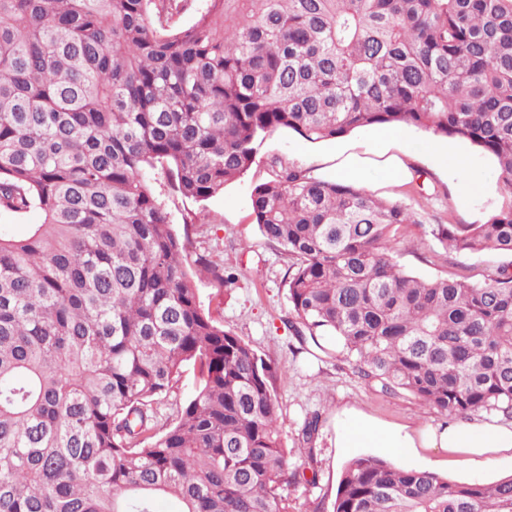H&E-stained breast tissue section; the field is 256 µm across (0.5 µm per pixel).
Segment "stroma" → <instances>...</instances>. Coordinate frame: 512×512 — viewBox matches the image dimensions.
<instances>
[{
	"label": "stroma",
	"mask_w": 512,
	"mask_h": 512,
	"mask_svg": "<svg viewBox=\"0 0 512 512\" xmlns=\"http://www.w3.org/2000/svg\"><path fill=\"white\" fill-rule=\"evenodd\" d=\"M387 131V126L374 125L333 140L311 142L294 131L279 130L268 137L256 164L244 176L206 202L204 223L184 225L182 204L168 205L176 233L189 235L187 266H194L197 256L205 255L236 269L237 281L231 286L219 285L209 277L198 279L199 299L225 330L274 362L284 446L301 447L305 421L315 414L321 417L314 467L287 486L294 512H312L320 502L332 505L344 463L360 454L359 449L335 445L336 415L342 408L413 433L438 426L445 418L424 411L407 393L385 392L365 384L348 362L302 343L291 324L288 302L291 261L262 237L252 215L251 191L269 179L272 161L299 166L315 178L332 180L340 154L367 158L358 185L401 204L422 219L421 224L408 227L404 245L392 255L405 271L424 277L464 273L479 282L512 264V258L497 253L446 254L423 229L427 223L481 224L490 215L511 208L512 194L500 182L494 158L469 143L439 139L413 127L398 128L392 140L387 139ZM449 149L458 157L453 168L442 157ZM390 158L406 167V179L388 181L384 163ZM394 461L461 482L490 483L512 475V451L458 463L440 448H412L395 456Z\"/></svg>",
	"instance_id": "1"
}]
</instances>
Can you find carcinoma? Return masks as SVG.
I'll return each instance as SVG.
<instances>
[{
	"mask_svg": "<svg viewBox=\"0 0 512 512\" xmlns=\"http://www.w3.org/2000/svg\"><path fill=\"white\" fill-rule=\"evenodd\" d=\"M0 0V512H293L276 369L205 313L146 176L200 205L287 128L324 141L415 127L493 156L512 194V0ZM255 224L292 260L296 332L450 418H512V272L417 277L420 220L273 162ZM450 253L512 255V207L431 224ZM200 273L233 284L201 255ZM193 367L165 427L152 402ZM331 512H512V476L458 482L371 455ZM42 223V214L39 210H31L23 215H14L0 211V233L16 238L24 237L32 224Z\"/></svg>",
	"mask_w": 512,
	"mask_h": 512,
	"instance_id": "1",
	"label": "carcinoma"
}]
</instances>
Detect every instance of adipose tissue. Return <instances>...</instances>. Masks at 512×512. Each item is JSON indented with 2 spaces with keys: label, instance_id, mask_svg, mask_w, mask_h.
<instances>
[{
  "label": "adipose tissue",
  "instance_id": "adipose-tissue-1",
  "mask_svg": "<svg viewBox=\"0 0 512 512\" xmlns=\"http://www.w3.org/2000/svg\"><path fill=\"white\" fill-rule=\"evenodd\" d=\"M419 444L472 458L512 451V423L505 425L494 418L480 422L455 419L416 436L404 427L375 423L346 409L336 427V445L340 448H387L401 454Z\"/></svg>",
  "mask_w": 512,
  "mask_h": 512
}]
</instances>
